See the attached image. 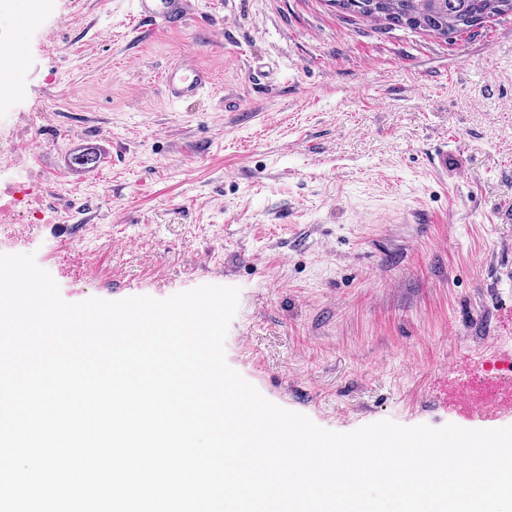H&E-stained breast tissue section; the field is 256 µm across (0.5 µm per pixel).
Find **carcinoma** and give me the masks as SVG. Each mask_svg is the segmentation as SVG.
<instances>
[{"mask_svg":"<svg viewBox=\"0 0 512 512\" xmlns=\"http://www.w3.org/2000/svg\"><path fill=\"white\" fill-rule=\"evenodd\" d=\"M344 13L446 35L512 12V0H333Z\"/></svg>","mask_w":512,"mask_h":512,"instance_id":"cac0c4a2","label":"carcinoma"}]
</instances>
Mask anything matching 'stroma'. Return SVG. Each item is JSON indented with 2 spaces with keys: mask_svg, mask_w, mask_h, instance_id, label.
<instances>
[{
  "mask_svg": "<svg viewBox=\"0 0 512 512\" xmlns=\"http://www.w3.org/2000/svg\"><path fill=\"white\" fill-rule=\"evenodd\" d=\"M193 3L166 30L130 0H41L23 27L0 0V134L24 151L0 191L39 206L0 217V254L71 303L238 288L228 365L322 428L512 426L464 398L512 361V13L439 35L331 0ZM183 54L214 87L172 105Z\"/></svg>",
  "mask_w": 512,
  "mask_h": 512,
  "instance_id": "1",
  "label": "stroma"
}]
</instances>
